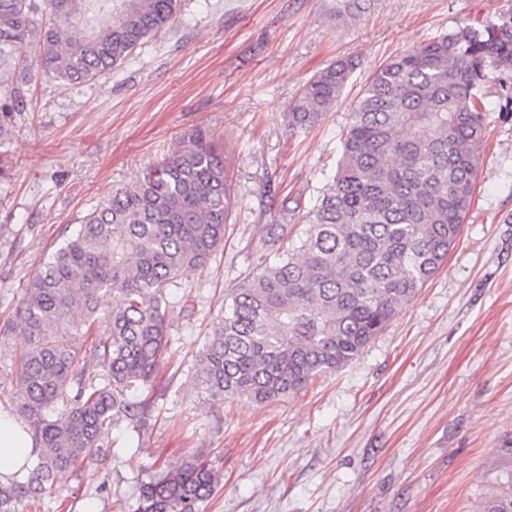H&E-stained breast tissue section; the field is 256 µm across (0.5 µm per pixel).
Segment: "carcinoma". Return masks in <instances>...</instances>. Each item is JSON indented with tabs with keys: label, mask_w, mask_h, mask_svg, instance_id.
<instances>
[{
	"label": "carcinoma",
	"mask_w": 512,
	"mask_h": 512,
	"mask_svg": "<svg viewBox=\"0 0 512 512\" xmlns=\"http://www.w3.org/2000/svg\"><path fill=\"white\" fill-rule=\"evenodd\" d=\"M177 10L178 0H0V63L33 37L37 67L66 85L85 83L168 27ZM76 24L79 39L70 36ZM355 69L339 60L314 76L288 112V130L315 125ZM488 70L512 72V16L460 28L375 71L303 235L288 236L301 205L283 200V223L267 229L274 261L224 298L198 376L212 399L272 403L344 367L438 272L471 203ZM234 210L223 152L197 140L65 227L0 327L1 336L18 328L27 338L15 356L18 412L35 457L0 483V512L50 491L59 474L99 452L105 430L147 422L171 294L224 244ZM112 292L122 304L102 318L101 298ZM99 328L89 358L74 340ZM218 484L219 472L195 453L142 481L133 512H204ZM478 512H512V475Z\"/></svg>",
	"instance_id": "1"
}]
</instances>
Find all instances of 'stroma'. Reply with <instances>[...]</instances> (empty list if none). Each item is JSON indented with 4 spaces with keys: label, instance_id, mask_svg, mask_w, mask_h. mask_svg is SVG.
Instances as JSON below:
<instances>
[{
    "label": "stroma",
    "instance_id": "1",
    "mask_svg": "<svg viewBox=\"0 0 512 512\" xmlns=\"http://www.w3.org/2000/svg\"><path fill=\"white\" fill-rule=\"evenodd\" d=\"M171 28L110 74L22 82L32 42L0 66V323L65 225L112 188L198 138L224 153L236 209L224 245L183 282L164 388L147 424L105 432L100 452L19 512H123L142 480L205 451L221 473L205 512H476L512 471V73L484 85L487 132L455 247L359 358L269 405L221 404L195 383L224 297L274 256L265 229L283 198L313 206L336 172L350 106L390 59L464 26L512 14V0H180ZM357 67L335 108L289 134L305 83L340 59ZM0 347V409L18 402Z\"/></svg>",
    "mask_w": 512,
    "mask_h": 512
}]
</instances>
